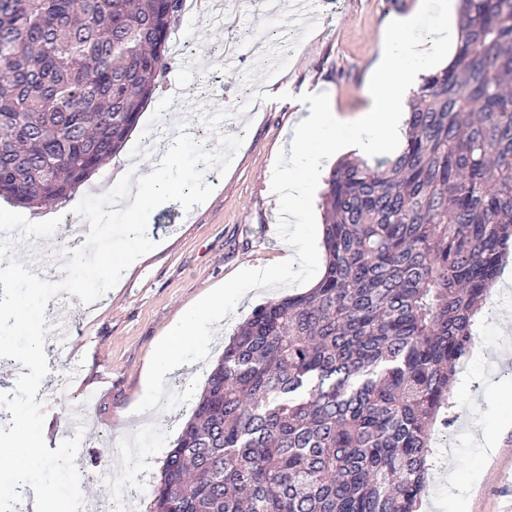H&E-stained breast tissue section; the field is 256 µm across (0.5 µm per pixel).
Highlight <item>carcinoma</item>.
<instances>
[{
  "label": "carcinoma",
  "instance_id": "1",
  "mask_svg": "<svg viewBox=\"0 0 512 512\" xmlns=\"http://www.w3.org/2000/svg\"><path fill=\"white\" fill-rule=\"evenodd\" d=\"M185 0H0V201L63 199L120 151ZM405 146L340 163L325 268L238 327L152 512H418L429 430L512 242V0H460Z\"/></svg>",
  "mask_w": 512,
  "mask_h": 512
}]
</instances>
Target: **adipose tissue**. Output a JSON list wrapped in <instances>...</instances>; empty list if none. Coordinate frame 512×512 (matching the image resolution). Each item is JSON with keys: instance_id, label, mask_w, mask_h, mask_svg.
<instances>
[{"instance_id": "ef3b65f1", "label": "adipose tissue", "mask_w": 512, "mask_h": 512, "mask_svg": "<svg viewBox=\"0 0 512 512\" xmlns=\"http://www.w3.org/2000/svg\"><path fill=\"white\" fill-rule=\"evenodd\" d=\"M409 20L398 21L386 35L376 66V81L368 92L367 105L352 122L358 130L355 141L346 142L336 136L338 114L331 112L322 98L308 100L301 107V116L294 122L288 138V164L278 167L271 185L280 206L302 199L323 175V160L351 149L365 150L372 139L390 140L400 104L408 95L410 84L417 77L408 58H417L423 67H430L435 57L447 50L452 38L451 28H444L420 43L407 40ZM125 186L128 209L132 214L134 233H143L147 217L154 206L172 202L191 204L179 180H162L157 171L142 169L130 163L117 175ZM282 268L255 269L240 274L224 287L206 294L198 303L185 309L174 321L166 337L151 352L143 381L144 402H151L166 376L186 363L188 337L197 335L207 324L222 317L227 304L238 302L246 287L261 286L282 278Z\"/></svg>"}]
</instances>
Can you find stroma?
Returning <instances> with one entry per match:
<instances>
[{
	"instance_id": "stroma-1",
	"label": "stroma",
	"mask_w": 512,
	"mask_h": 512,
	"mask_svg": "<svg viewBox=\"0 0 512 512\" xmlns=\"http://www.w3.org/2000/svg\"><path fill=\"white\" fill-rule=\"evenodd\" d=\"M419 2L314 0L304 21L283 11L264 16L247 7L235 28L211 26L201 34L180 24L172 32L171 42L194 40L202 57L187 67L182 56L168 53L163 78L183 85L186 93L170 100L155 93L139 123L158 121L157 105L165 100L171 115L185 118L194 131L208 137L213 152L223 154L222 163L204 165L202 156L190 147L182 152L178 169L184 178L200 177L210 190L193 209L171 203L151 211L147 234L154 247L130 276L107 292L105 300L85 305L77 296L62 292L46 307L48 319L66 322L70 330L45 338L50 372L36 395L45 415L44 437L63 441L71 436L70 417H92L76 464L84 500L100 512H113V503L122 500L131 502L134 512H149L165 457L190 418L225 343L256 306L305 292L320 279L325 264L324 214L316 193L304 203L314 248L289 267L287 280L247 291L239 304L225 307L224 319L209 341L192 337L195 366L168 376L148 417L135 414L147 358L179 312L244 268L285 260L287 252L274 231L291 218L278 212L268 177L301 102L315 95L347 116L362 110L389 22L413 16L409 32L413 39L447 24L448 0H432L424 8ZM231 38L244 46L242 59L233 62L224 54V43ZM258 45L280 57L279 68L268 65L263 51L255 53ZM248 83L271 91V98L257 108L239 104ZM203 100L210 102V112L198 109ZM228 112L244 113L245 118L231 136L214 138V127ZM130 159L146 168L156 165L142 145L127 143L65 201L24 209V216L43 221L67 214L85 194L97 193L99 182L110 181ZM507 336H512V298L482 311L474 348L457 368L451 397L464 403L467 419L431 434L433 469L440 478L429 481L422 512H505L512 507V430L499 433L501 408L487 392L492 378L512 386V361L495 369L489 365ZM74 364L79 367L75 385L66 395H56L57 383ZM87 394L93 396L92 404H84ZM127 434L139 436L140 459L110 466Z\"/></svg>"
}]
</instances>
